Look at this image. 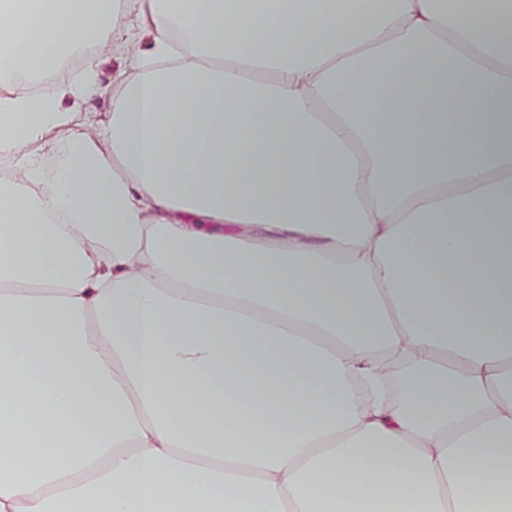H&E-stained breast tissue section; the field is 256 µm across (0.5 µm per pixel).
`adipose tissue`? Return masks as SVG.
I'll list each match as a JSON object with an SVG mask.
<instances>
[{"label": "adipose tissue", "instance_id": "adipose-tissue-1", "mask_svg": "<svg viewBox=\"0 0 512 512\" xmlns=\"http://www.w3.org/2000/svg\"><path fill=\"white\" fill-rule=\"evenodd\" d=\"M94 2L0 0V512H512V0ZM149 32L140 29L141 42L126 40L125 37H117L111 43L96 47L93 52L98 60L97 71L99 78L104 83L116 85L134 74L143 63L140 58L143 55L144 43L149 37ZM67 59L63 62L62 66L53 74L43 77L34 82L18 86L19 90L24 91H40L49 87L53 83H66L75 78L80 73L79 68L66 67ZM109 109V104L99 99H92L75 110V125L73 129L88 136L94 135L97 121L104 118Z\"/></svg>", "mask_w": 512, "mask_h": 512}]
</instances>
